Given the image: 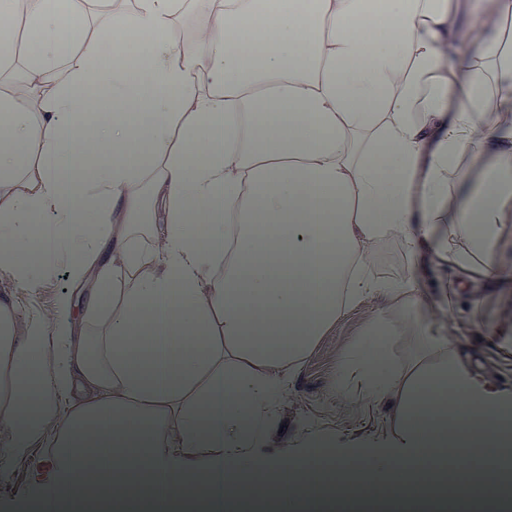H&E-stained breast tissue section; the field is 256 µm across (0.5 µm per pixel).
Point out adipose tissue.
Masks as SVG:
<instances>
[{
    "label": "adipose tissue",
    "mask_w": 512,
    "mask_h": 512,
    "mask_svg": "<svg viewBox=\"0 0 512 512\" xmlns=\"http://www.w3.org/2000/svg\"><path fill=\"white\" fill-rule=\"evenodd\" d=\"M187 4L0 0V272L34 289L32 263L59 264L70 284L25 321L0 290V477L44 442L31 512H208L220 480L225 512H278L276 486L294 512H481L448 460L501 470L512 391L449 343L418 270H368L391 239L435 247L459 287L512 284L494 260L512 136L492 120L512 109V0L467 27L459 0H209L181 44ZM130 41L126 64L100 51ZM368 296L346 363L389 405L388 453L312 433L262 454L295 368ZM439 474L456 493L423 497Z\"/></svg>",
    "instance_id": "1"
}]
</instances>
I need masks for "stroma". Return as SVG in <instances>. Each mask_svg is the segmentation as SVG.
Returning a JSON list of instances; mask_svg holds the SVG:
<instances>
[{
	"instance_id": "obj_1",
	"label": "stroma",
	"mask_w": 512,
	"mask_h": 512,
	"mask_svg": "<svg viewBox=\"0 0 512 512\" xmlns=\"http://www.w3.org/2000/svg\"><path fill=\"white\" fill-rule=\"evenodd\" d=\"M372 271L384 282H394L410 270V258L404 246L395 240H384L373 248ZM419 286L434 298L437 322L453 343L463 347L472 357L479 372L506 389L512 388V287L476 286L456 290L460 304L456 317L448 315V300L442 290L448 276L431 258H423ZM0 286L13 289L17 295L21 317L37 312H51L59 296L68 288L64 269H56L42 279L39 288L29 290L23 284L0 274ZM381 301L370 296L347 310L325 336H322L309 358L292 377L291 393L277 411L274 424L278 434L272 435V447L295 444L308 431L323 433L342 455L378 451V438L387 427L388 406L365 400L357 381H350V396L335 397V383L342 359L361 344L368 324L380 310ZM49 450L38 443L26 455L17 457L7 478H0V512H26L24 502L34 462L47 461Z\"/></svg>"
}]
</instances>
